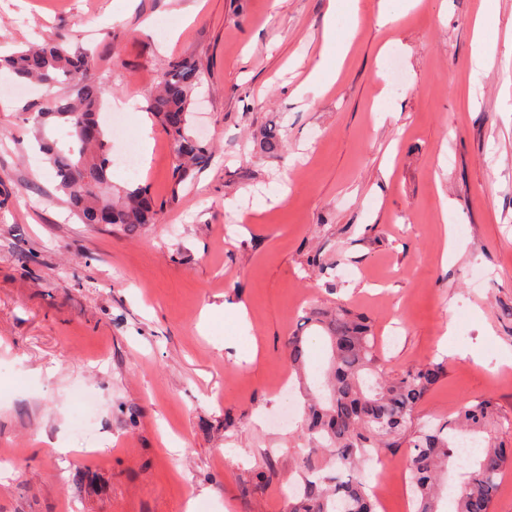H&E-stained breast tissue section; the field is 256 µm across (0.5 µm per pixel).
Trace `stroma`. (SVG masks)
<instances>
[{"label": "stroma", "mask_w": 512, "mask_h": 512, "mask_svg": "<svg viewBox=\"0 0 512 512\" xmlns=\"http://www.w3.org/2000/svg\"><path fill=\"white\" fill-rule=\"evenodd\" d=\"M480 2L421 0L381 25L361 0L336 17L351 39L335 83L298 97L328 0H0L1 53L63 34L93 51L121 119L112 157L141 146L175 59L202 71L212 150L174 184L153 126L148 163L111 180L149 187L157 222L80 223L22 112L40 89L4 92L0 69V450L22 456L0 460V512H288L305 445L301 421L274 424L303 405L288 338L336 303L372 322L387 372L444 363L419 419L476 397L512 416V0L488 21L489 64ZM268 129L286 141L274 155Z\"/></svg>", "instance_id": "stroma-1"}]
</instances>
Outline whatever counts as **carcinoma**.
<instances>
[{
    "label": "carcinoma",
    "instance_id": "1",
    "mask_svg": "<svg viewBox=\"0 0 512 512\" xmlns=\"http://www.w3.org/2000/svg\"><path fill=\"white\" fill-rule=\"evenodd\" d=\"M91 54L72 46L63 35L41 46H25L0 57L21 83L48 89L67 86L64 95L23 108L37 127L40 150L59 179L73 213L84 224L103 221L128 234L157 221V203L144 187L117 188L109 178L111 146L100 121L103 88L86 72ZM200 68L190 60L171 61L157 76L148 110L172 145L173 179L180 185L211 157L209 146L191 133V104ZM58 136L46 135V127ZM327 334L330 349L322 388L327 396L307 395L300 459L305 470L290 512H376L363 469L373 448H409L408 470L415 512H439L448 462L457 458L463 432L486 433L476 466L464 474L456 512H493L503 471L512 468V448L491 437L509 421L489 398L466 399L456 415L420 423L417 408L445 374L441 362H429L396 376L381 370L371 321L343 305L326 319H304ZM309 359L307 338L288 340L294 371ZM336 458V475L323 476L309 467L318 455Z\"/></svg>",
    "mask_w": 512,
    "mask_h": 512
}]
</instances>
